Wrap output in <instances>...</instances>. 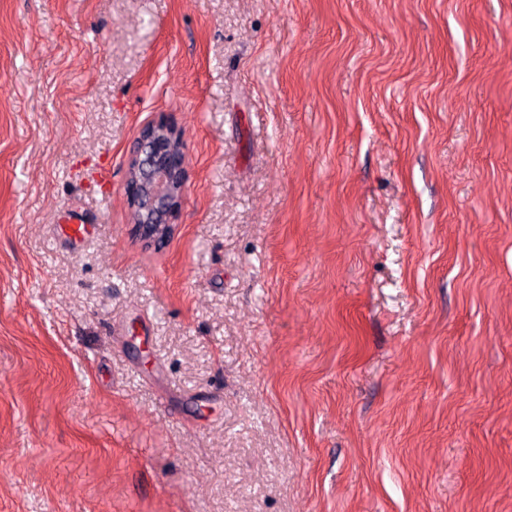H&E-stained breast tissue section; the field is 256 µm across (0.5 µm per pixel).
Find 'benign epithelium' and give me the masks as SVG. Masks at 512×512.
<instances>
[{
	"instance_id": "benign-epithelium-1",
	"label": "benign epithelium",
	"mask_w": 512,
	"mask_h": 512,
	"mask_svg": "<svg viewBox=\"0 0 512 512\" xmlns=\"http://www.w3.org/2000/svg\"><path fill=\"white\" fill-rule=\"evenodd\" d=\"M133 143L128 168L136 173V179L129 187V197L145 212L161 215L164 223L149 218L131 225L130 233L143 247L159 250L177 230L173 221L184 203L188 182L186 156L169 150L152 132L138 131Z\"/></svg>"
}]
</instances>
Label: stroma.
<instances>
[{
  "label": "stroma",
  "mask_w": 512,
  "mask_h": 512,
  "mask_svg": "<svg viewBox=\"0 0 512 512\" xmlns=\"http://www.w3.org/2000/svg\"><path fill=\"white\" fill-rule=\"evenodd\" d=\"M0 512H512V0H0ZM150 124L167 126L175 136L182 132L176 123L168 118L147 122L137 132L129 150L128 170L133 169L136 173L134 183L129 187V197L134 206L149 214V218L141 224V211L128 206L132 224L130 233L143 247L160 250L161 246H165L172 239L177 230L178 225L173 224V221L184 203L188 170L185 154L170 151L167 143L154 133H143ZM179 176L182 177V186L176 193L172 188V182ZM139 180L149 181L147 196L138 191ZM151 211L160 214L164 219L161 223L166 224H157L159 222L150 219Z\"/></svg>",
  "instance_id": "35a3bbf8"
}]
</instances>
